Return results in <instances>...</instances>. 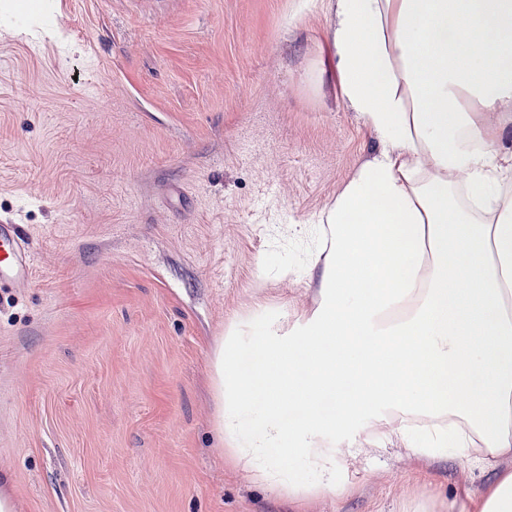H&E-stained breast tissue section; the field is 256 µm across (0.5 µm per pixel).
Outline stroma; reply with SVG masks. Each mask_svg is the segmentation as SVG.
Returning <instances> with one entry per match:
<instances>
[{"instance_id": "1", "label": "stroma", "mask_w": 512, "mask_h": 512, "mask_svg": "<svg viewBox=\"0 0 512 512\" xmlns=\"http://www.w3.org/2000/svg\"><path fill=\"white\" fill-rule=\"evenodd\" d=\"M332 0H0V292L15 512H462L496 471L354 430L291 499L214 431L210 359L259 304L295 320L300 239L381 147L333 72ZM34 256L20 224L12 217L0 220V288H24L31 279Z\"/></svg>"}]
</instances>
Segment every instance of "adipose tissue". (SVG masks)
<instances>
[{
    "instance_id": "1",
    "label": "adipose tissue",
    "mask_w": 512,
    "mask_h": 512,
    "mask_svg": "<svg viewBox=\"0 0 512 512\" xmlns=\"http://www.w3.org/2000/svg\"><path fill=\"white\" fill-rule=\"evenodd\" d=\"M334 17L342 92L381 149L321 215L316 308L256 306L262 334L229 326L210 362L220 441L292 498L335 490L344 425L386 423L428 457L512 454V164L479 119L512 127V0Z\"/></svg>"
}]
</instances>
